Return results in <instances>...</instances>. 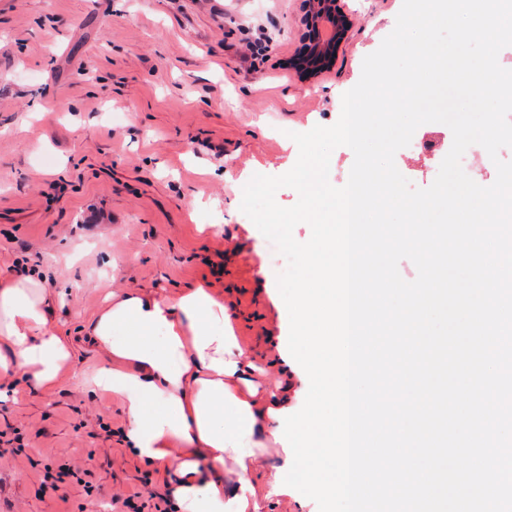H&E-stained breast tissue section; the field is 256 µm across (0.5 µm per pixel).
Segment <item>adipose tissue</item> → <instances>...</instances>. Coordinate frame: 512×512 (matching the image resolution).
Listing matches in <instances>:
<instances>
[{
    "instance_id": "adipose-tissue-1",
    "label": "adipose tissue",
    "mask_w": 512,
    "mask_h": 512,
    "mask_svg": "<svg viewBox=\"0 0 512 512\" xmlns=\"http://www.w3.org/2000/svg\"><path fill=\"white\" fill-rule=\"evenodd\" d=\"M61 302L44 277L0 276V381L55 390L74 350L52 322ZM84 331L107 359L93 384L121 398L130 448L163 468L179 512H257L254 451L274 442V413L291 402L284 387L250 380L223 300L201 285L171 296L123 288Z\"/></svg>"
}]
</instances>
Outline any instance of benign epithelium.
<instances>
[{"label": "benign epithelium", "mask_w": 512, "mask_h": 512, "mask_svg": "<svg viewBox=\"0 0 512 512\" xmlns=\"http://www.w3.org/2000/svg\"><path fill=\"white\" fill-rule=\"evenodd\" d=\"M300 26L305 48L293 70L301 78H311L325 69L346 42L351 14L343 0H304Z\"/></svg>", "instance_id": "obj_1"}]
</instances>
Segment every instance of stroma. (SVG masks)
<instances>
[{
	"label": "stroma",
	"mask_w": 512,
	"mask_h": 512,
	"mask_svg": "<svg viewBox=\"0 0 512 512\" xmlns=\"http://www.w3.org/2000/svg\"><path fill=\"white\" fill-rule=\"evenodd\" d=\"M345 2L347 44L302 79L289 63L303 0H0V273L21 265L65 291L56 320L74 338L108 290L205 284L236 313L246 360L280 379L289 316L240 205L253 175L295 165L292 133L337 121L403 0ZM103 364L79 345L52 394L0 389V512H109L113 496L165 493L125 442L121 400L89 384ZM255 455L258 512H319L298 490L272 493L283 448ZM61 463L91 469L89 484L42 488Z\"/></svg>",
	"instance_id": "35a3bbf8"
}]
</instances>
